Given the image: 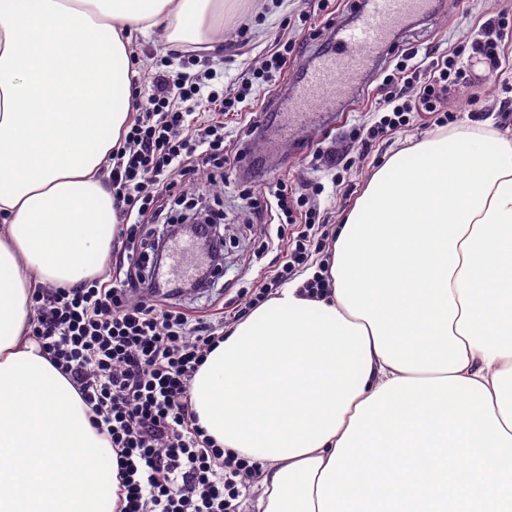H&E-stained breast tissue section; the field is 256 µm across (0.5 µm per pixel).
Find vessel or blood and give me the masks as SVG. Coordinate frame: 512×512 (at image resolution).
Returning a JSON list of instances; mask_svg holds the SVG:
<instances>
[{
  "instance_id": "b4317fda",
  "label": "vessel or blood",
  "mask_w": 512,
  "mask_h": 512,
  "mask_svg": "<svg viewBox=\"0 0 512 512\" xmlns=\"http://www.w3.org/2000/svg\"><path fill=\"white\" fill-rule=\"evenodd\" d=\"M359 16L356 25L336 32L334 49L303 68L301 80L292 87L291 122L315 123L327 104L355 86L373 59L387 45L393 32L408 20L433 12L435 0H354ZM170 262L157 265L154 281L163 284L191 273L197 254L192 244L173 242Z\"/></svg>"
}]
</instances>
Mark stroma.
<instances>
[{
	"mask_svg": "<svg viewBox=\"0 0 512 512\" xmlns=\"http://www.w3.org/2000/svg\"><path fill=\"white\" fill-rule=\"evenodd\" d=\"M239 9L251 17L247 40L237 37L235 16L227 15L224 44L210 54L218 73L213 86L225 96L237 94L242 77L249 75L279 38L296 40L300 50L293 53L272 88L255 90L256 111L276 109L277 120L266 125L261 137L249 145L242 137V117L226 113L224 147L234 154L250 150L257 168L251 182L255 190H262L276 177L287 179L292 185L310 179L321 182L324 191L319 197L320 206L328 212L332 226H339L371 175L390 156L435 132V117L426 112L411 113L407 126L381 137L370 151H360L349 132L374 122L375 101L381 96L380 80L375 77L364 89L352 90L348 102L337 105L335 111L323 113L315 125L302 131H283L282 118L287 114L288 103L284 100L273 103V94L292 87L300 66L323 50L333 29L354 19L352 0H240ZM505 12L512 14V0H441L436 15L416 23L402 35L403 43L417 48L426 62L458 50L462 62L483 76L480 93H473L469 88L452 93L448 104L449 127L488 121L500 129H512V112L504 107L505 100H512V38L506 41L495 72H488L485 59L473 52L481 25ZM313 26L321 32L315 40L308 37ZM131 50L140 77H147L160 59L168 60L171 71L182 69L179 52L168 48L160 34L133 35ZM319 142L334 147L337 154L348 156V163L333 169L316 163L310 147ZM240 183L241 178L236 175L204 193L203 204L224 217L219 228L224 239V263L222 276L214 285L189 290L180 296L179 301L187 310L212 313L219 308L231 309L239 289L272 277L284 257L286 245L277 239L270 214L250 209Z\"/></svg>",
	"mask_w": 512,
	"mask_h": 512,
	"instance_id": "obj_1",
	"label": "stroma"
}]
</instances>
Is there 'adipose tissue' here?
<instances>
[{
	"label": "adipose tissue",
	"mask_w": 512,
	"mask_h": 512,
	"mask_svg": "<svg viewBox=\"0 0 512 512\" xmlns=\"http://www.w3.org/2000/svg\"><path fill=\"white\" fill-rule=\"evenodd\" d=\"M236 2L0 0V512L117 510L109 441L26 334L29 278L108 257L132 32L209 42ZM328 275L250 312L191 383L207 435L264 468L255 512H512V131L392 155Z\"/></svg>",
	"instance_id": "adipose-tissue-1"
}]
</instances>
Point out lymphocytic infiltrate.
<instances>
[{"mask_svg": "<svg viewBox=\"0 0 512 512\" xmlns=\"http://www.w3.org/2000/svg\"><path fill=\"white\" fill-rule=\"evenodd\" d=\"M416 55L412 47L398 52L382 80V116L352 133L361 146L408 125L410 112L443 111L453 86L476 83L458 56H446L427 69L413 104L403 103L395 84ZM150 80V95L137 100V115L105 168L118 214V246L109 254L113 273L71 287L34 286L29 334L70 381L93 427L116 453L120 512H239L261 466L218 447L200 427L190 393L195 374L223 341L224 325L176 303L179 287L159 296L151 276L177 237V217L162 208L174 177L190 178L203 166L214 182L232 175L237 160L224 149L223 115L237 111L238 103L205 92L195 73L158 70ZM204 102L214 106L215 117L188 124ZM322 192L317 182L298 194L282 181L268 194L246 191L252 209L275 211L279 223L303 230L275 280L239 292L235 318L292 281L317 241L328 239L329 218L318 203Z\"/></svg>", "mask_w": 512, "mask_h": 512, "instance_id": "1", "label": "lymphocytic infiltrate"}]
</instances>
